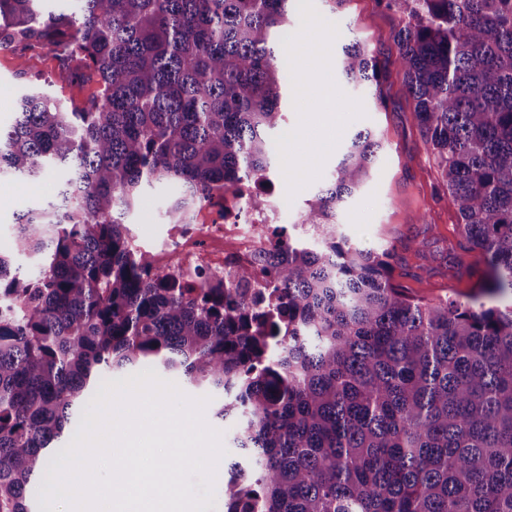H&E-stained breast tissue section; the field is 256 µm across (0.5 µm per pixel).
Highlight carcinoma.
Instances as JSON below:
<instances>
[{"instance_id":"1","label":"carcinoma","mask_w":512,"mask_h":512,"mask_svg":"<svg viewBox=\"0 0 512 512\" xmlns=\"http://www.w3.org/2000/svg\"><path fill=\"white\" fill-rule=\"evenodd\" d=\"M0 0V47L86 61L101 95L70 110L24 89L0 128V177L59 175L21 211L20 275L0 253V512H33L48 461L105 376L146 360L222 393L242 421L227 512H512V0H381L399 14L398 62L427 150L460 221L458 247L488 278L462 300H422L392 280L397 256L362 250L338 210L373 175L370 130L265 253L258 313L203 269L191 285L130 244L140 193L175 183L170 224L212 190L273 174L284 121L279 46L294 0ZM343 84L380 85L383 66L345 43Z\"/></svg>"}]
</instances>
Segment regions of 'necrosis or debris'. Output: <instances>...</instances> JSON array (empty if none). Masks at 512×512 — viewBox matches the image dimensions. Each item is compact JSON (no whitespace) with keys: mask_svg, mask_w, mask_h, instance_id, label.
Wrapping results in <instances>:
<instances>
[{"mask_svg":"<svg viewBox=\"0 0 512 512\" xmlns=\"http://www.w3.org/2000/svg\"><path fill=\"white\" fill-rule=\"evenodd\" d=\"M253 190L270 197L269 208L252 210L239 192L215 190L209 208L196 214L190 232L180 234L176 247L161 245L155 266L168 273L187 274L200 265L223 276L249 268L252 277L247 302L252 310H263L268 274L261 258L274 242L273 226L279 223L286 203L274 196L266 179L256 180Z\"/></svg>","mask_w":512,"mask_h":512,"instance_id":"necrosis-or-debris-1","label":"necrosis or debris"}]
</instances>
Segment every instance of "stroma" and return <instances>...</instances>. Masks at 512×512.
I'll return each instance as SVG.
<instances>
[{
  "mask_svg": "<svg viewBox=\"0 0 512 512\" xmlns=\"http://www.w3.org/2000/svg\"><path fill=\"white\" fill-rule=\"evenodd\" d=\"M399 17L382 7L379 0H295L293 24L288 32L295 49L286 61L289 83L297 81V62L309 47L318 42L324 30H332L336 44L352 40L365 44L385 65L379 90L382 106H375L372 93L362 88L337 84L336 53H329L323 68L326 78L336 83L337 106L345 113L338 126L333 149L314 152L312 143H305L295 152H288L284 132L303 123L315 111L316 97L297 99L286 113L282 131L273 135V180L288 198V221L296 223L307 200L318 192L331 176L338 159L340 145L349 134L362 129L376 131L382 138L372 178L350 199L338 215V221L351 243L362 249L395 250L400 263L393 273L414 297L429 300L448 295L465 297L474 293L486 280L488 268L477 253L466 254L468 273L462 274L446 255L450 245L458 241V213L446 191L433 156L427 151L414 115L404 72L396 61L394 35ZM65 69L75 71L73 83L60 87V94L75 103L96 96L101 90L99 78L78 61L47 52L37 46L22 44L0 48V126L12 123L18 91L30 84L56 80ZM55 175H46L39 186L0 178V185L9 188L11 203L0 207V253L14 252L12 226L25 207L44 203L50 196ZM174 189L158 185L146 190L138 205L125 219L131 244L142 251L172 237L166 222L165 209ZM168 381L177 383L188 396L203 397V389L187 385L180 375L168 374ZM212 403L205 408L207 423L223 433L225 455L218 463L215 478V500L207 512H224V478L228 466L242 460L235 438L240 430L238 419H218L213 404L218 392H211Z\"/></svg>",
  "mask_w": 512,
  "mask_h": 512,
  "instance_id": "obj_1",
  "label": "stroma"
}]
</instances>
